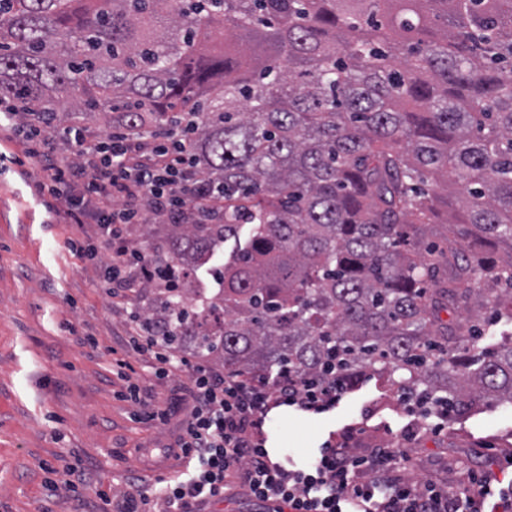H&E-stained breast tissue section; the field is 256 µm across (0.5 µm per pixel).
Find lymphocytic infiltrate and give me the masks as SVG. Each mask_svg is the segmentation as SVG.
I'll return each instance as SVG.
<instances>
[{
    "mask_svg": "<svg viewBox=\"0 0 512 512\" xmlns=\"http://www.w3.org/2000/svg\"><path fill=\"white\" fill-rule=\"evenodd\" d=\"M0 127L22 134L27 157L42 165V189L65 201L69 222L96 224L95 236L71 242L70 249L99 266L112 297L159 277L156 255L132 245V226L192 220L216 197L180 145L120 126L91 144L78 129L69 138L78 158L69 161L57 156L46 128L26 122L12 105L0 104ZM75 186L82 192L77 203L69 199ZM126 326V351L152 358L157 378L177 370L189 380L190 410L177 443L186 470L165 479L158 498L162 512H201V505L222 498L234 484L257 502L272 504L273 512H512V496L487 476L462 497L406 482L397 466L403 454L396 448L358 458L330 444L311 469H286L264 444L268 412L281 405L323 409L345 393L344 385L318 390L285 374L270 380L223 372L201 357L178 355L160 329L146 326L140 311L128 314Z\"/></svg>",
    "mask_w": 512,
    "mask_h": 512,
    "instance_id": "f902f5d3",
    "label": "lymphocytic infiltrate"
}]
</instances>
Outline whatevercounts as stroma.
<instances>
[{
    "mask_svg": "<svg viewBox=\"0 0 512 512\" xmlns=\"http://www.w3.org/2000/svg\"><path fill=\"white\" fill-rule=\"evenodd\" d=\"M24 149L13 129L0 130V512H102L97 489L120 494L134 476L151 490L182 472L173 447L188 378L157 380L151 360L133 354L134 381L169 417L137 419L119 399L112 352L126 337L125 311L156 305L159 293L142 290L120 306L103 294L97 270L65 246L95 235L96 225L52 219L34 206L41 165ZM87 336L96 348L83 345ZM427 425L369 375L329 409H273L265 446L273 459L305 468L349 430L354 456L399 442L409 456L403 473L421 486L452 492L475 474L512 480V403L477 398L440 432ZM67 463L91 482L81 500L59 501L49 489Z\"/></svg>",
    "mask_w": 512,
    "mask_h": 512,
    "instance_id": "obj_1",
    "label": "stroma"
}]
</instances>
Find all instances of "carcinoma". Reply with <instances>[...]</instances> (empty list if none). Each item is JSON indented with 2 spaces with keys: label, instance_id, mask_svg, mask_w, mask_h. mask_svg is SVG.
I'll list each match as a JSON object with an SVG mask.
<instances>
[{
  "label": "carcinoma",
  "instance_id": "obj_1",
  "mask_svg": "<svg viewBox=\"0 0 512 512\" xmlns=\"http://www.w3.org/2000/svg\"><path fill=\"white\" fill-rule=\"evenodd\" d=\"M2 98L188 135L224 198L166 225L182 275L143 315L175 347L318 385L396 373L452 411L512 402V332L483 346L512 324V255L465 245L512 251V0H0Z\"/></svg>",
  "mask_w": 512,
  "mask_h": 512
}]
</instances>
